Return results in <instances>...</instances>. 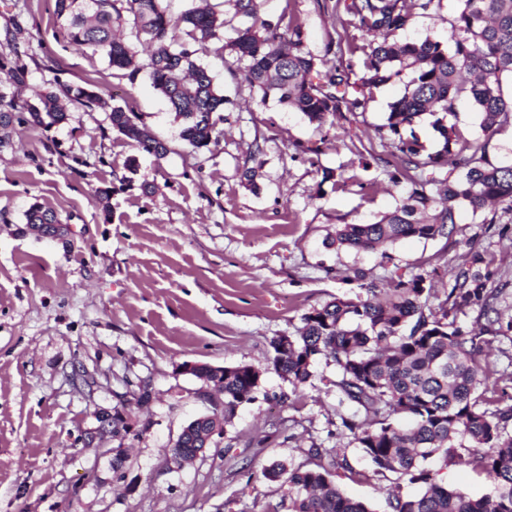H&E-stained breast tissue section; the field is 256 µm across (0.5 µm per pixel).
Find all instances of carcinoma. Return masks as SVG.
<instances>
[{
    "label": "carcinoma",
    "mask_w": 512,
    "mask_h": 512,
    "mask_svg": "<svg viewBox=\"0 0 512 512\" xmlns=\"http://www.w3.org/2000/svg\"><path fill=\"white\" fill-rule=\"evenodd\" d=\"M163 0H56L70 42L103 57L115 71L133 78L141 70L169 102L179 123V138L194 150L218 143L234 101L217 87L211 72L197 63L201 51L229 53L244 64V80L270 99L300 112L322 126L346 110L354 112L373 90L407 78L404 93L389 103L386 121L377 128L388 149L386 176L403 198L394 210L370 224H338L329 234L336 251H381L408 237L448 238L456 224V208L467 206L484 214L482 223L498 224L496 207L512 212V165L489 160L493 137L512 125V103L503 99L500 83L512 75V0H461L450 22L448 42L426 37L410 41L402 35L416 19L440 0H323L319 7L344 14V27L360 33L361 43L347 46L358 59L361 76L353 81L352 64L307 50L304 23L283 11L272 23L260 15V0H193V6L173 14ZM127 25L130 36L120 35ZM230 29L235 37L224 40ZM469 98L480 115L482 135L467 139L448 117L458 98ZM88 108L107 106L89 85L66 86L62 95H38L26 104L29 118L16 112L15 99L0 93V128L23 119L53 126L68 119L67 103ZM424 115L440 137L430 152L413 130ZM113 129L158 158L165 143L135 121L120 106L109 114ZM459 174L448 178V164ZM336 189L353 186L369 196L381 182L364 183L355 175L339 174ZM25 224L45 235L64 233L58 213L39 203L25 213ZM485 250L474 247L463 255L454 284L439 296V267L428 263L419 272H388L369 279L356 270L347 280L362 293L335 298L301 317L292 336L271 342L273 369L297 393L310 381L315 364L336 366V416L375 476L394 473L388 491L391 512H512V396L489 394L487 365L482 357L499 336L512 335V315L496 305L499 290L490 287L495 275ZM477 313L466 327L460 316ZM262 373L248 364L204 365L196 377L224 394V422L255 400ZM412 420L408 428L395 417ZM215 421H192L172 447V456L188 460L210 447ZM479 448L474 470L490 483V492L473 498L450 489L427 461L439 457L448 466L462 461L461 450ZM286 476L288 499L273 512H372L367 503L343 494L324 466L286 468L274 463L269 478ZM417 485V495L403 485Z\"/></svg>",
    "instance_id": "obj_1"
}]
</instances>
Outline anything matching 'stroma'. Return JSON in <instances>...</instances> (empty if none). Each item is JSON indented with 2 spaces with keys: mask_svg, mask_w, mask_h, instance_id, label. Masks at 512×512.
Here are the masks:
<instances>
[{
  "mask_svg": "<svg viewBox=\"0 0 512 512\" xmlns=\"http://www.w3.org/2000/svg\"><path fill=\"white\" fill-rule=\"evenodd\" d=\"M459 0L419 16L408 38L444 41ZM303 18L316 57L350 38L315 0H263L261 13ZM21 16L22 31L13 18ZM21 58L23 85L0 71V91L18 102L69 84H91L136 116L169 151L140 152L100 108L68 105L65 123L28 122L5 130L0 152V512H267L287 492L265 477L272 461L315 466L309 449H340L365 462L337 428L335 366L317 364L300 396L272 367L271 342L295 334L301 317L336 296L352 297L347 271L383 277L380 252L336 253L325 245L336 224L370 223L398 205L397 188L365 199L336 191L324 171L351 164L355 150L382 153L375 134L403 81L374 90L363 109L317 126L299 112L261 102L232 57L201 52L215 83L240 109L210 149L193 151L147 72L128 78L100 56L74 47L55 0H0V59ZM261 176L241 181L253 140ZM315 144L309 165L295 144ZM135 169H128V161ZM110 186L108 200L95 189ZM55 209L61 238L32 233L31 204ZM487 249L512 313V213L482 223L460 208L451 239L408 238L390 250L402 273L436 257L451 283L469 245ZM185 362L249 364L262 372L256 401L239 408L204 457L181 466L170 448L182 428L223 398L180 372ZM151 402L138 407L142 390ZM120 411L119 437L88 445L97 413ZM126 463L114 472L112 459ZM394 475L337 479L343 492L387 512Z\"/></svg>",
  "mask_w": 512,
  "mask_h": 512,
  "instance_id": "35a3bbf8",
  "label": "stroma"
}]
</instances>
